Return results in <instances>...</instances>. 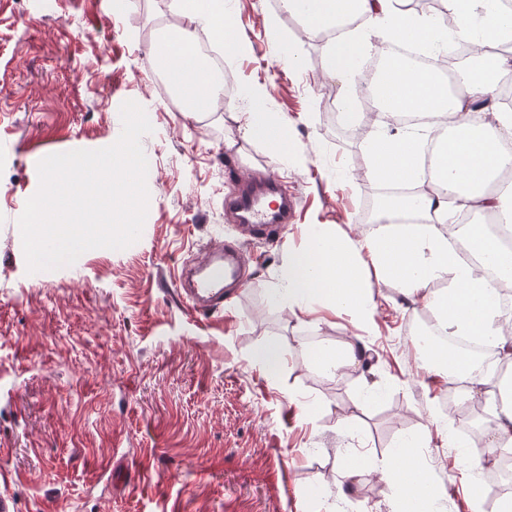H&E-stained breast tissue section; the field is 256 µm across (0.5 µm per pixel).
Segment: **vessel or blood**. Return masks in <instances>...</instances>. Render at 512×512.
<instances>
[{"label":"vessel or blood","instance_id":"b4317fda","mask_svg":"<svg viewBox=\"0 0 512 512\" xmlns=\"http://www.w3.org/2000/svg\"><path fill=\"white\" fill-rule=\"evenodd\" d=\"M237 221L249 227L254 234L266 235L288 222L294 209V198L274 179L246 181L224 200ZM244 259L239 249L225 243L211 252L198 266L196 287L185 289L191 305L202 310L215 311L224 305V285L243 283L241 269Z\"/></svg>","mask_w":512,"mask_h":512}]
</instances>
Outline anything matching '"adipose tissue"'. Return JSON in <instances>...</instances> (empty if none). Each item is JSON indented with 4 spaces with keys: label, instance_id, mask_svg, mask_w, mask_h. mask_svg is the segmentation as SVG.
<instances>
[{
    "label": "adipose tissue",
    "instance_id": "obj_1",
    "mask_svg": "<svg viewBox=\"0 0 512 512\" xmlns=\"http://www.w3.org/2000/svg\"><path fill=\"white\" fill-rule=\"evenodd\" d=\"M406 0H280L285 12L297 16L307 37L317 38L340 20L360 18L354 29L326 42L325 71L340 85L342 103H350L359 86H366L379 106L391 110L432 112L452 118L456 128L448 136L435 168L445 180L436 189L416 199L401 200L375 213L373 221L381 229L373 236L353 240L341 232L319 230L306 236L302 245L289 248L283 268L280 300L289 309L306 310L323 301L340 313L367 322L377 305L367 290V270L400 282L406 296L425 295L429 283L448 282L441 294L425 295L438 322L453 336H486L495 340L505 357H512L503 330V314L492 285L480 264H494L498 275L512 278V259L503 260L496 243L478 225L470 226L466 248L475 257L472 265L460 263L448 248L441 226L453 220L450 201L462 207L496 214L512 223V188L488 191V183L502 169L512 167V110L490 101L502 79L512 76V50L499 51L501 42L512 38V16L502 12L499 0H444L457 18L452 36L457 41L474 43L482 51L459 69L457 82L462 94H453L444 81H433L430 73L408 72L399 63L383 67L370 83H363L359 67L361 55L371 51L374 42L416 41L435 48L439 38L434 17L405 10ZM184 24L174 38L154 44L152 55L161 64L172 90L185 112L209 115L223 93L204 57L189 51L197 32L224 37L226 57L241 54L237 38L224 36V0H172ZM248 121L245 134L258 137L278 154L288 151V126L267 110L269 94L261 86H246ZM487 103L481 116H473L472 103L478 98ZM370 174L381 183H413L418 178L422 155L417 128L400 127L395 132L378 128L368 144ZM416 209L420 224H395L398 212ZM431 362L443 374L458 375L483 387L486 403L499 404V422L485 435L487 448L512 447V388L494 392L484 386L466 356L436 351Z\"/></svg>",
    "mask_w": 512,
    "mask_h": 512
}]
</instances>
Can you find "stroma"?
I'll return each mask as SVG.
<instances>
[{
  "label": "stroma",
  "instance_id": "35a3bbf8",
  "mask_svg": "<svg viewBox=\"0 0 512 512\" xmlns=\"http://www.w3.org/2000/svg\"><path fill=\"white\" fill-rule=\"evenodd\" d=\"M225 11L249 53L224 65L223 110L195 119L171 111L150 78V47L182 23L169 0L120 10L113 0H0V491L13 492L17 512H416L373 466L417 438L431 512H498L512 475L490 467L486 450L460 471V433L482 435L479 403L462 393L443 410L448 382L412 344L423 299L371 278L380 307L366 326L320 304L295 315L274 302L288 247L308 226L372 232L368 142L346 136L371 118L334 103L321 41L300 37L278 0H225ZM246 81L265 83L270 112L293 118L297 163L243 139ZM128 100L153 127L141 140L140 239L28 273L18 219L38 162L112 145ZM267 174L294 191L293 222L244 238L247 284L223 310L192 311L176 292L181 267L234 233L224 198L237 178ZM271 343L283 355L274 370L257 359ZM350 346L365 357L341 374L315 360ZM361 451L367 461L350 474Z\"/></svg>",
  "mask_w": 512,
  "mask_h": 512
}]
</instances>
